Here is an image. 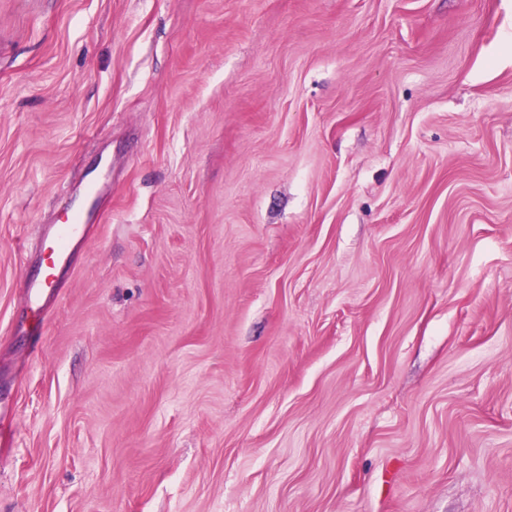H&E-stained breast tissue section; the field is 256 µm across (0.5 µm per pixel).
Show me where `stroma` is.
I'll return each instance as SVG.
<instances>
[{
  "label": "stroma",
  "mask_w": 512,
  "mask_h": 512,
  "mask_svg": "<svg viewBox=\"0 0 512 512\" xmlns=\"http://www.w3.org/2000/svg\"><path fill=\"white\" fill-rule=\"evenodd\" d=\"M0 405V512H512V0H0ZM88 225L77 214L69 224H54L44 238L34 262L36 272L26 284L28 303L34 314L39 315L47 301L55 297L61 274L70 267L68 247L74 240L87 238ZM44 251H47L45 257Z\"/></svg>",
  "instance_id": "35a3bbf8"
}]
</instances>
